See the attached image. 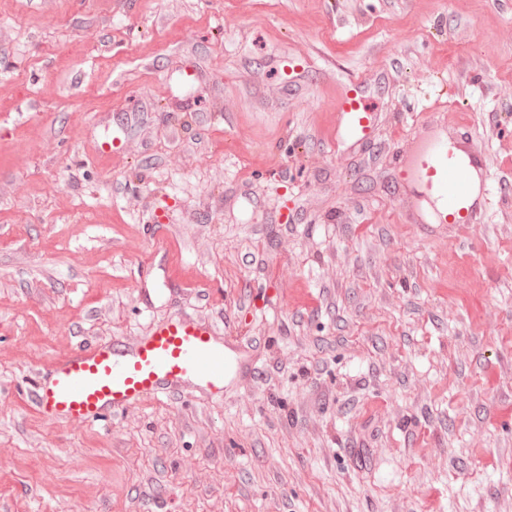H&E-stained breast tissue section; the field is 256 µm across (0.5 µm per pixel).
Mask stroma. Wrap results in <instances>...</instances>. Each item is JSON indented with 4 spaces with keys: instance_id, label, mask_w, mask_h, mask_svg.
I'll return each instance as SVG.
<instances>
[{
    "instance_id": "obj_1",
    "label": "stroma",
    "mask_w": 512,
    "mask_h": 512,
    "mask_svg": "<svg viewBox=\"0 0 512 512\" xmlns=\"http://www.w3.org/2000/svg\"><path fill=\"white\" fill-rule=\"evenodd\" d=\"M446 129L482 223L406 218ZM178 313L248 342L224 400L39 415ZM0 512H512V0H0ZM343 114V125L337 134L347 139L360 141L366 139L374 126L375 115L370 112L365 95L359 87L347 84L339 100Z\"/></svg>"
}]
</instances>
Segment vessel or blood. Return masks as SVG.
Returning <instances> with one entry per match:
<instances>
[{"label": "vessel or blood", "instance_id": "b4317fda", "mask_svg": "<svg viewBox=\"0 0 512 512\" xmlns=\"http://www.w3.org/2000/svg\"><path fill=\"white\" fill-rule=\"evenodd\" d=\"M341 134L366 139L375 123L359 87L346 85L339 100ZM419 204L442 224H475L490 194L489 171L468 138L438 136L413 150L401 169ZM250 368L239 337L186 314L155 323L135 341L84 345L53 361L33 394L45 419L98 422L147 398L192 389L223 397L229 382Z\"/></svg>", "mask_w": 512, "mask_h": 512}]
</instances>
